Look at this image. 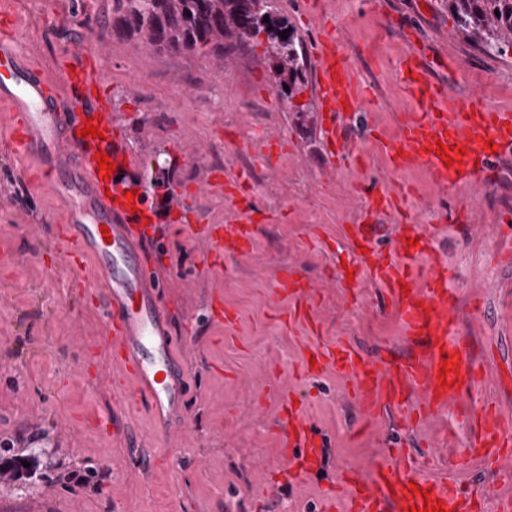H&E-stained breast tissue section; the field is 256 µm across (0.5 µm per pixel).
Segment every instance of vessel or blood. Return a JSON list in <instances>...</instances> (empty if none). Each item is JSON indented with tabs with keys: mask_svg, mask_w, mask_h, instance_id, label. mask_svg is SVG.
I'll use <instances>...</instances> for the list:
<instances>
[{
	"mask_svg": "<svg viewBox=\"0 0 512 512\" xmlns=\"http://www.w3.org/2000/svg\"><path fill=\"white\" fill-rule=\"evenodd\" d=\"M88 53L75 50L66 68L52 72L34 64L15 39L0 40V126L9 131L7 145L14 155L34 166L38 183L54 197L62 223L58 239L63 257L71 265L95 262L99 271L98 302L103 310L107 342L113 362L130 377L134 395L155 419L156 432H175L182 407L186 378L179 369L181 358L173 339L167 308L152 281L153 272L142 259L154 225L131 211L123 198L120 181H107L96 162L98 152L114 160L117 169L128 164L127 154L112 125L110 103L100 94L101 68L87 64ZM316 83L324 139L337 154L354 146L338 125L339 114L360 111L366 100L356 82L342 47L332 36L316 45ZM406 88L415 103L414 112L401 123L390 141V155L401 165H425L436 186L450 190L467 178L491 177L493 151L512 150V113L491 111L473 102L459 101L444 86L424 73L416 52L401 64ZM98 125L100 137L81 136L86 121ZM493 150H486V142ZM466 147L460 164L446 165L438 144ZM375 224H359L352 241L361 248V263L385 288L399 309L403 333L411 353L398 366L375 365L354 355L344 345L331 350H312L316 371L335 367L361 381L359 397L367 412L377 416L403 410L416 399V411L434 415L460 403L483 376L481 366L466 357L465 344L453 328L455 296L449 284L453 270L433 252L432 237L409 228L389 257L371 250L372 237L384 233ZM207 237L216 245L217 257L246 250L252 239L250 225L211 226ZM414 246H407V239ZM277 293L293 297L290 320L305 322L309 310L299 300V283L284 270L274 280ZM454 359L448 385H440L439 369ZM467 429L465 453L490 460L512 448V424L499 411L484 407L464 412ZM282 441L294 473H310L320 465V450L299 410L290 408L282 426ZM443 501L447 512H473L469 490L453 481L418 474L410 462L377 467L370 479H353L347 493L348 512H406L425 500Z\"/></svg>",
	"mask_w": 512,
	"mask_h": 512,
	"instance_id": "b4317fda",
	"label": "vessel or blood"
}]
</instances>
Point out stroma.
Here are the masks:
<instances>
[{"mask_svg": "<svg viewBox=\"0 0 512 512\" xmlns=\"http://www.w3.org/2000/svg\"><path fill=\"white\" fill-rule=\"evenodd\" d=\"M0 34L19 35L38 65L63 63L83 45L108 49L105 92L131 162L126 178L162 159L164 187L147 215L172 225L146 251L183 343L190 390L176 435L157 436L151 412L119 404L120 369L91 305L94 266L60 261L52 197L28 188L23 161L5 149L0 126V443L15 455L41 452L34 492L0 481V512H343V473L365 477L394 464L401 448L425 475L488 494L512 492V453L495 468L462 456L465 427L456 409L403 419L369 418L359 380L335 368L304 370L311 346L344 343L366 360H400L409 351L397 308L381 284L362 276L345 287L337 274L359 262L352 227L363 220L432 231L455 270L456 331L487 378L469 404L490 401L512 419V153L495 161L497 177L436 188L424 166L391 164L384 150L413 111L399 77L410 41L426 45L427 76L458 96L512 110V45L484 52L461 32L448 0H277L296 29L307 61L330 31L367 92L347 134L356 156L333 158L321 133L315 71L300 97L273 84L266 39L224 55L157 54L101 29L112 0H13ZM280 134L274 168L260 159L251 131ZM248 187L249 200L225 187ZM406 189L397 207L373 210L379 190ZM254 211L252 246L207 261L197 227ZM294 272L313 290V320L288 322L295 301L276 294L274 278ZM233 319L220 320V313ZM297 402L322 445L320 468L289 475L280 420Z\"/></svg>", "mask_w": 512, "mask_h": 512, "instance_id": "obj_1", "label": "stroma"}]
</instances>
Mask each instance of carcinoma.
I'll list each match as a JSON object with an SVG mask.
<instances>
[{
  "label": "carcinoma",
  "mask_w": 512,
  "mask_h": 512,
  "mask_svg": "<svg viewBox=\"0 0 512 512\" xmlns=\"http://www.w3.org/2000/svg\"><path fill=\"white\" fill-rule=\"evenodd\" d=\"M457 23L477 46L512 42V0H449ZM268 21H263V18ZM112 30L135 37L155 52H222L224 41L245 43L264 34L274 60V85L292 97L305 83L301 39L277 16L275 0H113ZM287 30V38L281 32ZM289 90H284V86ZM0 448V467L33 489L37 459L9 455ZM30 466L25 467L23 463Z\"/></svg>",
  "instance_id": "carcinoma-1"
}]
</instances>
